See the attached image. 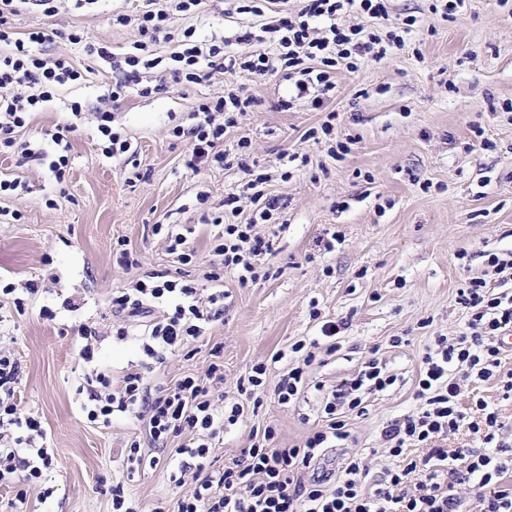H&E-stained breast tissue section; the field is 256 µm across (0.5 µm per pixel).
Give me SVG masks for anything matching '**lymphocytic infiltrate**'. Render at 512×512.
I'll list each match as a JSON object with an SVG mask.
<instances>
[{
  "mask_svg": "<svg viewBox=\"0 0 512 512\" xmlns=\"http://www.w3.org/2000/svg\"><path fill=\"white\" fill-rule=\"evenodd\" d=\"M25 2L0 0V156L47 160L52 181L61 184L70 170L67 135L73 125L52 134L46 145L29 137L28 130L34 113L53 101L61 87L85 84L88 73L68 56L43 52V45L53 40L45 28L18 37L14 18ZM234 2L243 22L231 38H201L195 28L182 26L185 16L198 13L202 0H142L135 11L113 13L112 26H134L140 38L124 55L123 79L104 94V105L95 112L103 157L132 160V143L114 127L112 112L127 90L142 97L164 91L156 78L163 67L183 86L235 72L254 77L281 74L292 81L297 98L308 99L314 110L326 115L319 128L307 131V138H325L329 156L346 152V143L336 139V114L327 108L335 88L332 76L341 61L375 56L378 39L363 28L343 27L338 19L350 13L388 19L385 0H301L293 13L279 7L278 0ZM256 41L269 42L273 54L239 52V45ZM161 42L171 46L165 60L155 54ZM253 104L252 97L233 89L197 98L188 125L170 131L174 140L187 145V168L196 173L205 167L233 165L250 143L242 138L229 150L224 136ZM268 180V174L258 173L244 185L255 206L254 220L232 224L223 216L214 217L210 250L217 262L202 281L151 273L112 291V315L120 323L117 334L125 337L130 328H140L146 362L116 379L100 369L87 374L83 410L90 422L105 427L118 415L141 422L143 437L130 440L117 456L127 475L147 464L175 467L177 485L188 482L192 488L178 498L173 512H458L454 493L458 481L476 490V512H512V483L505 480L512 473V446L499 439V416L482 399L469 412L459 404L460 382L471 377L482 382L501 380L504 392H512V373L499 374L501 339L512 334V294L496 289L511 275L493 255L487 272L468 279L458 290V302L468 310L475 333L452 342L444 336L435 338L416 379L417 410L383 430L390 455L401 463L386 470L378 487L366 488L369 470L360 456L343 458L337 471L324 469L329 450L349 436L348 414H364L366 395L385 391L396 381L375 359L333 386L320 427L300 443L274 447L275 429L254 427L248 447L239 455L225 459L220 467L209 465L213 449L224 441L225 427L247 421L251 408L260 407L266 364H254L247 376L238 379V396L231 400L224 395V363L217 346L204 375L154 384L148 374L169 355L202 338L207 326L223 315L225 293L219 284L224 272L236 274L242 284L256 279V261L272 251L271 242L258 235L256 223L272 221L282 208L279 198L263 192ZM340 329L339 323L326 320L320 339L293 344V352L302 360L274 386L272 396L278 404L299 402L309 385L307 370L318 347L330 353L338 350ZM20 372L15 354L0 350V487L14 489L16 500L22 502L29 490L45 481L56 457L42 444L46 429L34 415L21 410ZM464 429L481 441V448L450 451L437 446L438 438ZM173 437L182 443L170 457L146 455V448H166ZM414 447L424 449V456H408V449Z\"/></svg>",
  "mask_w": 512,
  "mask_h": 512,
  "instance_id": "f902f5d3",
  "label": "lymphocytic infiltrate"
}]
</instances>
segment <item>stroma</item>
Listing matches in <instances>:
<instances>
[{"instance_id":"1","label":"stroma","mask_w":512,"mask_h":512,"mask_svg":"<svg viewBox=\"0 0 512 512\" xmlns=\"http://www.w3.org/2000/svg\"><path fill=\"white\" fill-rule=\"evenodd\" d=\"M233 5L206 0L189 23L203 36H232L241 20ZM134 7V0H98L90 9H63L52 17L25 9L15 18L20 33L36 25L59 31L46 52L70 55L91 74L86 84L61 90L32 123L37 133L76 122L70 177L63 185L50 180L46 163L0 156V179L27 185L4 202L22 219L0 223V281L46 286L21 315L12 300L0 297V344L19 359L22 407L42 420L56 453L53 495L42 502L32 491L17 504L12 490L2 487L0 512H112L110 486L121 475L116 452L140 426L123 417L107 427L87 420L81 409L86 397L78 391L88 371L76 355L83 342L79 331L95 329L100 368L118 377L137 367L138 341L112 334L110 297L114 288L146 274L176 271L154 225L186 231L200 265L208 266L211 220L248 176L237 165L192 172L184 146L169 132L185 123L197 97L228 88L251 95L255 106L224 142L250 140L246 164L258 163L270 173L266 191L284 210L280 223L257 227L273 244L259 262V278L242 285L234 273H225L229 298L223 319L202 341L171 355L153 377L173 382L203 374L218 344L225 395L236 396L238 378L261 361L272 387L296 361L292 344L318 336L311 309L322 319L345 321L340 350L310 367L311 385L299 403L264 400L247 424L228 427L211 459L219 466L238 454L254 426H273L275 447L299 443L320 419L324 387L375 357L398 380L369 397L365 415L348 416L350 438L329 453L333 460L361 455L369 467L366 481L375 483L395 464L382 431L415 411L413 387L428 346L434 337L453 339L469 329L458 288L483 276L487 254L512 260V0H466L447 20L433 13L432 0H388L391 17L413 16L417 22L401 49L361 62L354 71L337 66L328 108L336 113L337 135L351 136L352 144L336 160L328 157L327 143L304 137L324 113L295 98L292 83L277 75L228 73L188 89L174 85L162 94L130 96L115 112L114 124L137 148L141 178L131 183L123 162L104 158L97 144L94 111L112 84L111 62L88 57L63 34L80 30L88 41L108 46L113 60L121 59L139 34L132 27H112L109 17ZM286 99L292 107L280 110ZM72 100L84 106L81 120L66 109ZM476 126L492 149L479 145ZM285 152L308 157L286 179L280 162ZM48 193L60 194L56 208L45 207ZM331 232L338 239L327 251L320 241ZM121 240L140 255V267L125 270L114 263L113 249ZM68 297L85 304L63 310ZM45 305L56 310L55 320L40 317ZM279 352L284 358L278 362ZM475 397L498 411L501 437L512 443V398L496 382L464 381L461 406L469 407ZM127 489L141 512H155L177 493L161 467L140 472Z\"/></svg>"}]
</instances>
